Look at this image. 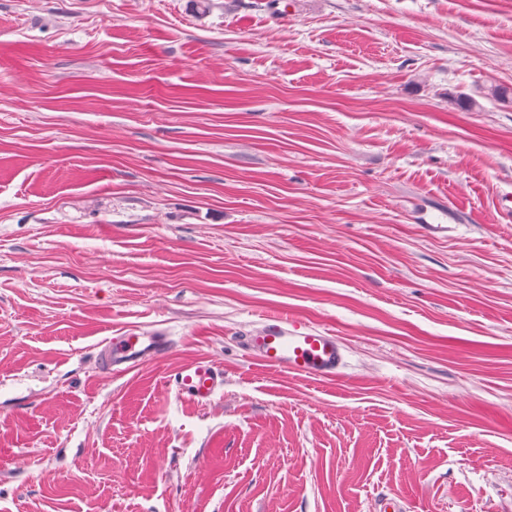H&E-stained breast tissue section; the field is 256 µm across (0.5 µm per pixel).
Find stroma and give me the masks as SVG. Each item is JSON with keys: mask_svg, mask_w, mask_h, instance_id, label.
<instances>
[{"mask_svg": "<svg viewBox=\"0 0 512 512\" xmlns=\"http://www.w3.org/2000/svg\"><path fill=\"white\" fill-rule=\"evenodd\" d=\"M500 88L512 0H0V512H512ZM245 345L265 365L296 376L334 379L345 363L344 346L327 329L274 317L245 336ZM170 339L146 330H128L102 344L103 362L109 369H127L150 363L168 350ZM177 395L188 398L198 405L210 402L224 388V373L209 362L185 365L175 373Z\"/></svg>", "mask_w": 512, "mask_h": 512, "instance_id": "stroma-1", "label": "stroma"}]
</instances>
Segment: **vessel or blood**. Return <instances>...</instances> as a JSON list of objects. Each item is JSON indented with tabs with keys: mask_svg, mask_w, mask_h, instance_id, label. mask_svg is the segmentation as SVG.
<instances>
[{
	"mask_svg": "<svg viewBox=\"0 0 512 512\" xmlns=\"http://www.w3.org/2000/svg\"><path fill=\"white\" fill-rule=\"evenodd\" d=\"M245 345L265 365L297 376L333 379L345 363L337 336L283 317L269 319L246 336ZM169 347V337L130 330L105 341L101 352L108 368L127 369L150 363ZM175 384L179 396L203 405L223 388L224 373L212 363L195 362L176 371Z\"/></svg>",
	"mask_w": 512,
	"mask_h": 512,
	"instance_id": "obj_1",
	"label": "vessel or blood"
}]
</instances>
